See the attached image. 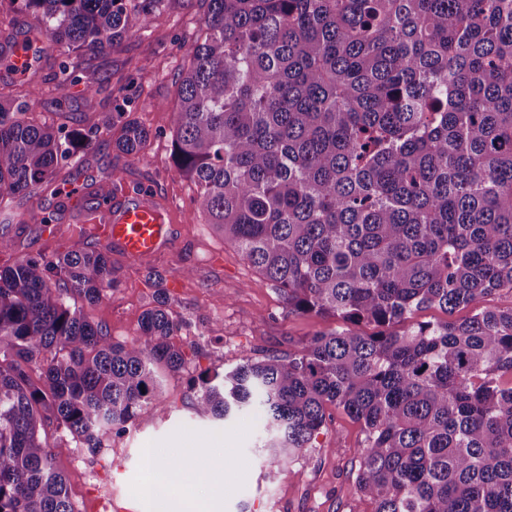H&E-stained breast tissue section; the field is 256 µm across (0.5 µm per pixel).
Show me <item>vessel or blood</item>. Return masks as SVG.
<instances>
[{
  "mask_svg": "<svg viewBox=\"0 0 512 512\" xmlns=\"http://www.w3.org/2000/svg\"><path fill=\"white\" fill-rule=\"evenodd\" d=\"M96 207L95 221L102 226L101 244L117 247L131 260L151 256L172 243L161 210L149 192H141L135 201L117 208L111 198L101 194Z\"/></svg>",
  "mask_w": 512,
  "mask_h": 512,
  "instance_id": "b4317fda",
  "label": "vessel or blood"
}]
</instances>
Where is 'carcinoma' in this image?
I'll return each mask as SVG.
<instances>
[{
  "instance_id": "1",
  "label": "carcinoma",
  "mask_w": 512,
  "mask_h": 512,
  "mask_svg": "<svg viewBox=\"0 0 512 512\" xmlns=\"http://www.w3.org/2000/svg\"><path fill=\"white\" fill-rule=\"evenodd\" d=\"M62 54L94 58L160 0H11ZM184 44L173 158L206 223L281 290L288 312L368 324L288 357H245L190 385L223 422L257 408L286 467L336 407L365 432L353 493L375 512H512V0H202ZM55 101L71 98L61 64ZM0 100V198L55 181L100 127L63 131ZM148 129L111 139L145 160ZM109 250L0 267V512H74L40 437L91 449L162 404L185 354L164 294L130 343L66 305L116 290ZM474 307L459 321L413 312ZM37 364L43 381L27 369Z\"/></svg>"
}]
</instances>
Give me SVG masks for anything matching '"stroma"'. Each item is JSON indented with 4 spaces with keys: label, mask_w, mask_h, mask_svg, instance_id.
Returning <instances> with one entry per match:
<instances>
[{
    "label": "stroma",
    "mask_w": 512,
    "mask_h": 512,
    "mask_svg": "<svg viewBox=\"0 0 512 512\" xmlns=\"http://www.w3.org/2000/svg\"><path fill=\"white\" fill-rule=\"evenodd\" d=\"M203 19L199 0H159L146 28L126 36L120 47L106 50L94 63L71 54L65 60L74 78L72 96L68 107L60 109L51 93L52 77L63 60L59 47L32 18L0 0V44L29 43L41 52L24 75L0 60V97L28 101L32 117L55 127L73 130L135 117L151 133L145 161L119 154L106 143L61 160L54 186L0 207V225H8L16 241L13 250L0 254V265L20 255L48 257L96 246L95 238L80 232L85 210L63 202L62 196L76 187L108 188L109 172L120 170L127 189L119 202L133 201L136 188L152 186L173 245L140 261L112 250L122 287L79 308L113 341L128 342L138 336L141 315L156 291L164 290L180 322L175 342L186 358L183 370L166 377L162 405L114 436L106 448H83L53 423L44 425L41 436L63 448L55 466L67 478L76 512H103L99 498L105 491L122 503L138 499L148 448L186 459L176 487L209 501L212 512H374L369 499L352 492L365 433L343 411L328 408L314 448L278 470L265 465V451L257 446L259 410L222 424L193 409L189 382L199 374L223 372L246 355L285 357L312 336L345 327L331 316L289 313L281 292L226 245L214 225L204 222L195 185L175 171L171 136L182 46L199 36ZM102 75L110 78L106 97L87 98L86 82ZM153 269L159 279L150 278Z\"/></svg>",
    "instance_id": "obj_1"
}]
</instances>
